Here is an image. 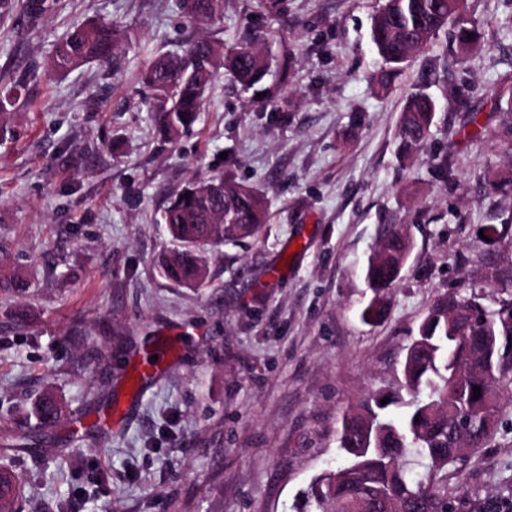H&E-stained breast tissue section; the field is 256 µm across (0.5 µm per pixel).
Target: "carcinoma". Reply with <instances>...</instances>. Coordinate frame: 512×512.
<instances>
[{
    "label": "carcinoma",
    "mask_w": 512,
    "mask_h": 512,
    "mask_svg": "<svg viewBox=\"0 0 512 512\" xmlns=\"http://www.w3.org/2000/svg\"><path fill=\"white\" fill-rule=\"evenodd\" d=\"M54 0H25L28 17L36 21ZM193 25L212 22L223 12V0H180ZM463 0H385L372 24V41L384 68L376 75L387 92L403 73V65L442 30L451 32L458 48L477 44V32L461 26ZM130 34L114 23L86 21L76 25L57 46L50 61L56 72L86 63L108 62ZM272 55L252 42L221 52L204 37L190 42L178 56H155L141 73L153 91V112L161 133L173 139L190 129L202 111L204 95L222 68L243 88L259 83L269 72ZM436 105L424 91L409 95L400 115L397 157L406 159L424 143ZM473 138L492 142L512 157V116L496 127L475 123ZM217 178L186 186L163 210L162 220L178 249L159 263L160 276L182 287L204 283L208 260L197 246L224 238L255 237L267 221L262 196L245 183ZM190 197H184V194ZM411 241L399 229L389 230L381 251L367 269L374 296L364 311L373 321L385 311L382 292L399 276ZM404 387L413 396L401 419L382 411V397L367 400L343 418L340 448L345 463L318 475L305 493L316 512H454L448 493V466L467 459L495 432L502 408L499 383L512 381V298L497 307H482L454 297L440 299L425 317L418 336L406 349ZM480 387L474 397L472 387ZM112 407L108 388L88 405L100 414ZM39 425L0 437V453L42 447L50 443L66 420L59 398L51 391L38 399Z\"/></svg>",
    "instance_id": "obj_1"
}]
</instances>
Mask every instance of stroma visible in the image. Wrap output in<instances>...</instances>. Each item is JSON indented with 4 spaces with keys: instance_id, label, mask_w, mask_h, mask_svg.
Returning <instances> with one entry per match:
<instances>
[{
    "instance_id": "stroma-1",
    "label": "stroma",
    "mask_w": 512,
    "mask_h": 512,
    "mask_svg": "<svg viewBox=\"0 0 512 512\" xmlns=\"http://www.w3.org/2000/svg\"><path fill=\"white\" fill-rule=\"evenodd\" d=\"M383 4L224 0L207 27L179 0H56L34 24L0 11V435L36 424L48 389L75 415L108 382L126 407L77 441L59 428L51 452L0 455L21 480L15 512H300L314 478L344 460L348 410L379 394L408 401L405 349L434 303L512 296L494 278L512 271V249L479 235L512 216V197L484 181L511 175L512 159L470 135L472 117L506 118L495 100L512 72V0H464L477 47L457 54L440 32L389 94L371 80ZM84 20L131 38L109 63L52 71ZM198 36L228 49L261 37L289 56L290 79L274 70L245 90L219 76L192 130L170 140L141 72ZM420 88L436 112L401 163L400 113ZM213 176L259 191L269 219L256 237L207 246L209 281L192 291L157 274L173 247L160 215ZM393 224L412 249L372 322L366 269ZM13 274L25 293L3 288ZM158 342L169 363L133 391L126 373ZM500 418L448 469L455 512L512 503V401Z\"/></svg>"
}]
</instances>
